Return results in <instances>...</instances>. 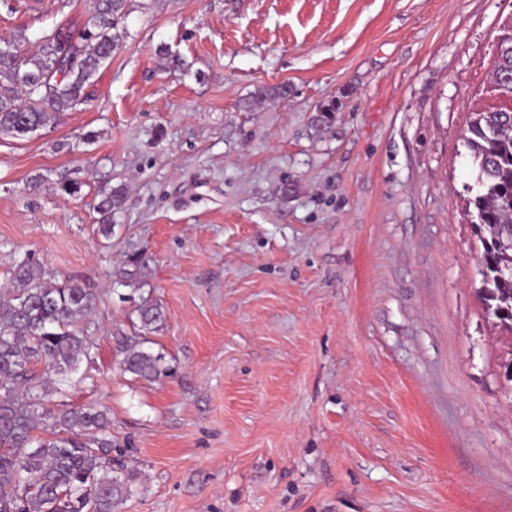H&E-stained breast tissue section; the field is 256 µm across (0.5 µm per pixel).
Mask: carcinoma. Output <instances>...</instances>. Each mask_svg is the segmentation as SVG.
<instances>
[{
	"label": "carcinoma",
	"instance_id": "carcinoma-1",
	"mask_svg": "<svg viewBox=\"0 0 512 512\" xmlns=\"http://www.w3.org/2000/svg\"><path fill=\"white\" fill-rule=\"evenodd\" d=\"M135 0H98L90 24L77 33L66 24L31 37L19 31L0 54V132L24 137L54 124L84 101L85 87L127 38L125 20ZM62 76L47 77L54 64ZM489 103L474 112L464 133L482 191L467 218L482 245L483 300L489 315L512 334V26L499 37L486 90ZM288 94V86L260 87L252 105ZM55 190L73 196L81 183L64 174ZM123 191L104 194L102 233ZM100 292L88 279L58 278L26 255L0 288V512H118L131 492V475L112 456L111 421L92 404L67 401L63 377L94 358L88 323ZM142 326L163 321L161 306L144 299ZM119 368L135 378L167 375L165 355L146 339L113 336Z\"/></svg>",
	"mask_w": 512,
	"mask_h": 512
}]
</instances>
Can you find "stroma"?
Here are the masks:
<instances>
[{
	"instance_id": "1",
	"label": "stroma",
	"mask_w": 512,
	"mask_h": 512,
	"mask_svg": "<svg viewBox=\"0 0 512 512\" xmlns=\"http://www.w3.org/2000/svg\"><path fill=\"white\" fill-rule=\"evenodd\" d=\"M94 9L0 0V40ZM511 20L512 0H139L86 102L0 133V284L32 253L102 293L69 395L111 413L121 512H512V335L463 216ZM104 182L124 190L108 239ZM134 254L138 291L114 282ZM146 296L155 382L112 353Z\"/></svg>"
}]
</instances>
